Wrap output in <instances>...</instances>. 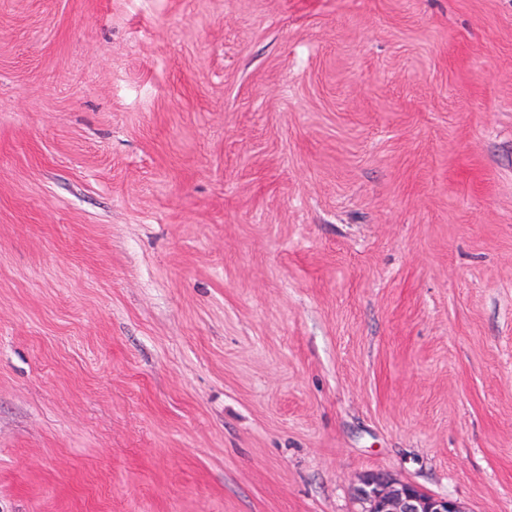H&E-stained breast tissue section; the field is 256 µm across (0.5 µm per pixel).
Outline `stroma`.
<instances>
[{"label": "stroma", "instance_id": "obj_1", "mask_svg": "<svg viewBox=\"0 0 512 512\" xmlns=\"http://www.w3.org/2000/svg\"><path fill=\"white\" fill-rule=\"evenodd\" d=\"M512 512V0H0V512ZM356 500L360 512H465L448 496H436L387 473L371 471L358 479Z\"/></svg>", "mask_w": 512, "mask_h": 512}]
</instances>
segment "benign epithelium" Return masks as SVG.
I'll return each mask as SVG.
<instances>
[{
  "label": "benign epithelium",
  "instance_id": "obj_1",
  "mask_svg": "<svg viewBox=\"0 0 512 512\" xmlns=\"http://www.w3.org/2000/svg\"><path fill=\"white\" fill-rule=\"evenodd\" d=\"M356 500L360 512H465L452 498L429 494L378 471L359 477Z\"/></svg>",
  "mask_w": 512,
  "mask_h": 512
}]
</instances>
